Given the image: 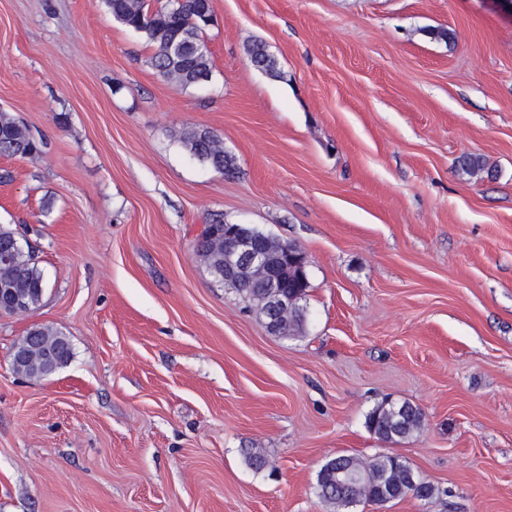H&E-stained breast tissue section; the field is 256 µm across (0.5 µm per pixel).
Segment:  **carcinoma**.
<instances>
[{
    "mask_svg": "<svg viewBox=\"0 0 512 512\" xmlns=\"http://www.w3.org/2000/svg\"><path fill=\"white\" fill-rule=\"evenodd\" d=\"M112 17L123 26L141 34L146 42L156 46L151 57V65L166 80H173L184 88L199 85L198 75L212 74L209 53L179 58L167 53L168 39L183 32L191 41H202V34L208 24L199 19L193 2L186 0L182 4L167 2L154 8L152 4H143L137 9L130 0H105ZM252 65L265 74L285 78L284 72L272 66L275 58L268 52L265 44L255 41L247 48ZM213 133L204 129H191L182 133L181 142L189 154L198 161L230 174L235 169L232 156L216 152L210 145ZM40 151V143L23 129L8 112H0V156L26 157ZM205 269L216 284L218 273L224 272L222 250L214 252ZM6 274L12 276L18 287L27 293L30 309L37 308L45 293V280L34 257L23 250L11 255ZM306 315L302 308H293L288 312V321L282 325L285 338L304 333ZM36 330L42 336L43 348L38 366V376H49L57 368L46 360L48 352L59 344L67 342L60 332L48 327L38 326ZM404 412H394V402L385 400L376 406L366 418L368 430L385 442H401L417 432L424 420L421 409L403 401ZM334 466L323 467L317 480L318 495L321 500L333 508V512H344L364 501L383 505L392 499H400L409 494L426 500L433 495V485L418 481L413 487L408 483L409 464L398 455H380L372 459L361 460L348 455H339L333 459Z\"/></svg>",
    "mask_w": 512,
    "mask_h": 512,
    "instance_id": "obj_1",
    "label": "carcinoma"
}]
</instances>
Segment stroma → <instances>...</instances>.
I'll return each instance as SVG.
<instances>
[{"mask_svg": "<svg viewBox=\"0 0 512 512\" xmlns=\"http://www.w3.org/2000/svg\"><path fill=\"white\" fill-rule=\"evenodd\" d=\"M214 14L212 78L184 88L103 0H0V111L43 142L0 157V224L47 283L0 314V512H328L329 459L391 453L437 495L349 512H512V10ZM257 40L285 79L252 66ZM192 127L235 175L190 156ZM216 214L305 252L304 336L212 281L194 246ZM35 326L73 350L42 379L9 364ZM387 398L424 414L400 444L365 424Z\"/></svg>", "mask_w": 512, "mask_h": 512, "instance_id": "35a3bbf8", "label": "stroma"}]
</instances>
